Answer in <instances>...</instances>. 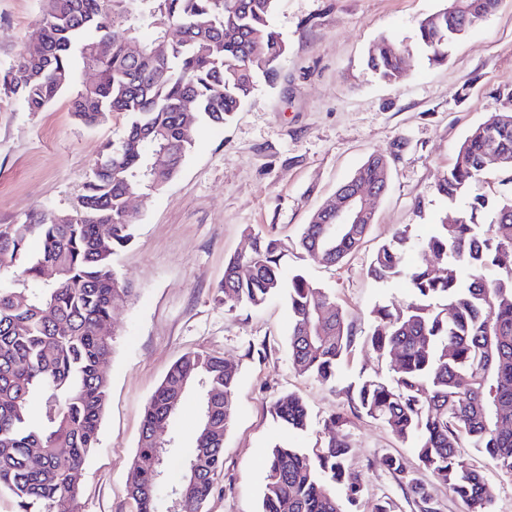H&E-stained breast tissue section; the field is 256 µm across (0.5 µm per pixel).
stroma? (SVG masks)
I'll list each match as a JSON object with an SVG mask.
<instances>
[{"mask_svg":"<svg viewBox=\"0 0 512 512\" xmlns=\"http://www.w3.org/2000/svg\"><path fill=\"white\" fill-rule=\"evenodd\" d=\"M43 0H0V70L27 42ZM447 0H279L273 23L287 43L273 84L221 126L198 124L178 175L162 190L131 203L134 238L115 258L132 290L112 309L114 351L101 364L109 397L98 445L81 477L80 512H134L125 480L137 451L144 407L183 353L204 350L238 366L235 415L224 435V468L207 512H261L263 463L279 436L269 407L299 396L309 427L299 439L318 448L334 435L330 415L344 413L354 448L349 465L364 484L356 512L390 498L392 512H417L382 461L402 457L420 468L411 443L351 412L343 387L389 379L394 358L377 357L367 342L372 311L400 307L406 282H375L367 267L375 250L405 225L424 234L444 209L435 192L458 145L491 112L507 109L512 89V0L429 64L415 51L417 23ZM389 37L413 47L403 80L387 83L367 67L370 47ZM126 117L113 113L94 126L71 112L68 96L45 111L26 112L0 92V229L35 209L71 211L102 147L119 141ZM374 152L389 160L390 185L376 201L375 222L359 249L336 267L289 251L286 269L302 270L331 288L356 340L338 391L295 372L283 300L258 309L228 310L214 299L228 257L248 252L256 233L275 230L294 242L311 213ZM201 394L191 391L166 427L168 480L180 477L194 441ZM462 456L484 470L493 512H512V472L466 446Z\"/></svg>","mask_w":512,"mask_h":512,"instance_id":"stroma-1","label":"stroma"}]
</instances>
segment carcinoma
<instances>
[{
    "label": "carcinoma",
    "instance_id": "cac0c4a2",
    "mask_svg": "<svg viewBox=\"0 0 512 512\" xmlns=\"http://www.w3.org/2000/svg\"><path fill=\"white\" fill-rule=\"evenodd\" d=\"M41 18L19 55L25 78L0 76V90L26 112H40L71 92V111L87 125L112 112L127 116L122 139L106 145L76 207L66 214L39 210L0 229V276L26 253L15 288L0 283V497L14 512H79V477L98 443L109 386L100 369L114 336L102 333L115 300L130 294L114 256L132 238L128 196L162 189L180 171L201 120L222 125L254 93L258 79L274 81L286 44L272 23L279 0H44ZM500 0H448L417 25L419 48L434 64L448 60V45L494 15ZM141 53L129 44L141 31ZM258 53H253V49ZM409 47L389 38L368 52L367 66L383 81L403 79ZM97 81L77 90L79 68ZM499 158L512 184V112H493L473 128L435 190L452 209L420 237L406 225L372 255L368 276L382 284L405 277L410 301L394 311H372L368 341L380 356L396 357L388 381L368 379L342 389L354 412L385 424L410 441L423 469L448 485L468 512H490L481 472L462 459L468 443L512 471V192L495 200L473 193L487 156ZM383 175L367 159L344 184L376 182ZM370 230L324 223L315 211L295 248H318L328 266L358 250ZM288 246L272 233L255 234L251 250L228 258L218 285L230 310L258 308L283 296L291 313L289 347L295 370L330 388L355 336L331 289L300 272L285 273ZM413 251L444 265L406 264ZM55 280L43 278L46 266ZM237 367L206 351L182 354L146 404L137 453L127 474L135 512H157L163 490L177 489L184 512H204L215 476L224 466L221 436L234 416ZM202 387L196 437L178 482L156 479L144 465L166 442L165 425L185 396ZM282 428L300 433L308 413L293 394L270 405ZM340 428L308 452L278 441L267 453L261 512H349L363 483L348 466L352 444ZM418 512H439L427 486L408 475L399 458H384Z\"/></svg>",
    "mask_w": 512,
    "mask_h": 512
}]
</instances>
